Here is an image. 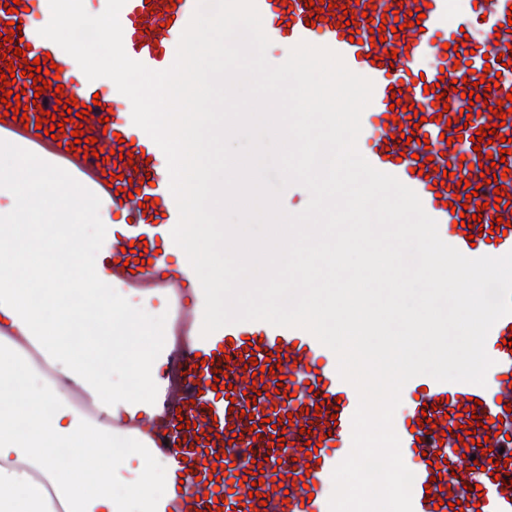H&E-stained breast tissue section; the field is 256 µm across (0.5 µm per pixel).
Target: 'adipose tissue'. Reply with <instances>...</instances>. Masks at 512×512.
I'll list each match as a JSON object with an SVG mask.
<instances>
[{
    "label": "adipose tissue",
    "mask_w": 512,
    "mask_h": 512,
    "mask_svg": "<svg viewBox=\"0 0 512 512\" xmlns=\"http://www.w3.org/2000/svg\"><path fill=\"white\" fill-rule=\"evenodd\" d=\"M0 197L14 207L0 214V512H154L174 491L168 470L135 436H113L111 420L123 406L151 412L162 325L101 292L95 263L70 275L74 255L92 254L111 218L90 217L78 193L7 143H0ZM48 200L59 222L24 232L20 217ZM19 264L43 293L39 306L11 276ZM130 366L140 381L135 393L114 380ZM73 392L89 398L94 413L78 411ZM116 444L125 455H113ZM62 448L71 458L64 470Z\"/></svg>",
    "instance_id": "ef3b65f1"
}]
</instances>
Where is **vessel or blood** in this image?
I'll return each mask as SVG.
<instances>
[{
	"label": "vessel or blood",
	"instance_id": "b4317fda",
	"mask_svg": "<svg viewBox=\"0 0 512 512\" xmlns=\"http://www.w3.org/2000/svg\"><path fill=\"white\" fill-rule=\"evenodd\" d=\"M5 2L0 33L21 22L13 44L26 55L0 57V73L14 69L11 90L28 110L26 120H15L0 102V141L41 156L48 170L111 214L101 282L147 299L163 297L168 309L151 415L134 409L112 415L113 433L139 432L143 448L180 479L159 512H329L325 488L351 450L358 406L335 354L303 329L263 321L202 336L203 292L172 238L178 209L163 151L133 124L127 97L105 92L104 79L88 80L59 45L27 25L42 0H20L13 14ZM333 2L312 26L305 20L313 9L304 0L256 5L271 42L329 47L372 81V101L361 115L362 155L417 193L446 243L469 258L512 252V153L503 152L504 140L512 139V114L501 120L493 112L512 94V0H476L459 25L448 21V0ZM117 4L127 55L155 71L169 68L196 0ZM347 13L350 24H340ZM414 14L421 18L415 26L409 23ZM375 28L383 35L376 44L370 41ZM34 59L45 71L60 67L62 92H37L25 74ZM473 91L479 101L469 100ZM38 95L51 107L57 97L76 98L88 115L83 123H66L57 136L45 135L36 127ZM486 125L495 126V143L475 146ZM78 129L81 144L72 136ZM404 133L415 134V141L400 142ZM499 174L500 197L491 182ZM473 186L474 199L468 195ZM475 213L479 227L460 226L461 217ZM497 219L507 231L493 229ZM485 349L494 361L485 385L419 375L402 389L408 406L393 426L414 474L413 512H512V315L492 326ZM253 359L269 363L270 371H248ZM503 456L504 466L498 463Z\"/></svg>",
	"mask_w": 512,
	"mask_h": 512
}]
</instances>
